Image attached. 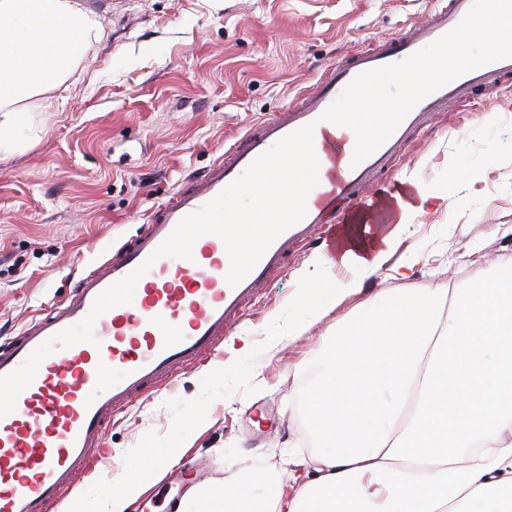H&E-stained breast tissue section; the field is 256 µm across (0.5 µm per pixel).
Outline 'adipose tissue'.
<instances>
[{
  "label": "adipose tissue",
  "mask_w": 512,
  "mask_h": 512,
  "mask_svg": "<svg viewBox=\"0 0 512 512\" xmlns=\"http://www.w3.org/2000/svg\"><path fill=\"white\" fill-rule=\"evenodd\" d=\"M104 28L77 0H0V152L16 146L32 100L67 81ZM378 126L339 112L326 148L278 147L251 174L247 194L262 205L234 221L224 243L241 258L254 227L275 224L311 198L330 166H344ZM435 197L414 178L394 196L390 224L369 215L345 225L316 265L351 270L345 281L301 288L302 336L329 311L356 299L317 354L296 408L313 461L289 455L290 482L241 467L222 486L191 488L203 512H512V255L478 270L467 287L439 281L365 296L367 278L387 262L412 216Z\"/></svg>",
  "instance_id": "adipose-tissue-1"
}]
</instances>
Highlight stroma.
I'll list each match as a JSON object with an SVG mask.
<instances>
[{
	"label": "stroma",
	"instance_id": "obj_1",
	"mask_svg": "<svg viewBox=\"0 0 512 512\" xmlns=\"http://www.w3.org/2000/svg\"><path fill=\"white\" fill-rule=\"evenodd\" d=\"M97 13L104 37L85 54L70 89L33 108L19 145L0 153V343L71 295L76 282L139 234L148 213L221 157L249 128L312 90L326 66L423 21L434 0H80ZM414 177L449 205L426 207L367 282L371 292L418 288L432 270L463 283L512 252V81L479 103L430 117L402 156L365 194L385 206L402 178ZM338 201L308 244L264 287L255 310L231 336L249 350L222 351L151 388L106 425L107 460L77 485L87 512H105L112 480H146L124 512H200L167 472L202 486L223 484L239 461L253 467L255 493L287 479L289 452L310 456L288 399L350 307L332 310L300 339L270 348L305 315L301 280L322 285L348 269L327 270L313 255L351 217ZM408 278H394L407 259ZM182 459L169 465L166 451Z\"/></svg>",
	"mask_w": 512,
	"mask_h": 512
}]
</instances>
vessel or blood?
Masks as SVG:
<instances>
[{"mask_svg": "<svg viewBox=\"0 0 512 512\" xmlns=\"http://www.w3.org/2000/svg\"><path fill=\"white\" fill-rule=\"evenodd\" d=\"M469 8L470 0H445L401 36L330 66L314 91L247 131L189 189L174 193L154 210L143 232L83 276L71 297L0 348V375H5L43 342L81 321L101 292L151 261L132 302L96 319V344L81 342L44 358L19 394L14 412L0 417V512H52L97 467L107 422L146 389L215 354L225 332L249 314L270 275L282 270L289 254L307 242L332 202H362V189L399 157L430 114L471 104L474 88L512 76V58L499 59L420 101L362 163L328 175L314 197L289 211L282 223L256 226L258 244L243 262L223 259L224 243L215 235L205 241L201 259L151 260L182 218L219 195L271 143L309 124L316 133H325L328 124L322 114L357 75L402 61L432 44L457 26Z\"/></svg>", "mask_w": 512, "mask_h": 512, "instance_id": "b4317fda", "label": "vessel or blood"}]
</instances>
